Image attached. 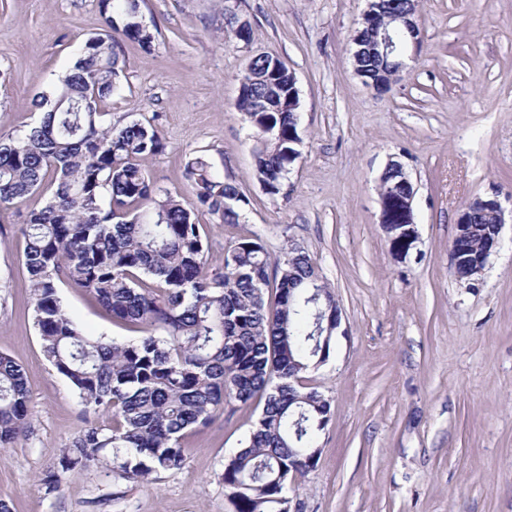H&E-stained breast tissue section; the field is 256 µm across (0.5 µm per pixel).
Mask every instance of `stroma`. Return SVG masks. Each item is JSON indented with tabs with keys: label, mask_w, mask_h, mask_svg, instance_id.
<instances>
[{
	"label": "stroma",
	"mask_w": 512,
	"mask_h": 512,
	"mask_svg": "<svg viewBox=\"0 0 512 512\" xmlns=\"http://www.w3.org/2000/svg\"><path fill=\"white\" fill-rule=\"evenodd\" d=\"M367 0H142L150 46L121 39L123 70L105 122H151L167 148L144 159L158 185L188 192L203 155L247 198L241 224L203 216L211 264L257 236L311 255L342 309L329 360L309 379L331 401L315 468L288 485L298 512H512V221L478 281L455 280L449 249L462 209L498 195L512 211V0H419L418 44L389 88L353 69ZM251 31L239 40L238 26ZM103 28L99 0H0V132L35 122L36 101ZM269 52L297 80L301 156L280 195L255 177L254 134L236 107L250 56ZM404 165L418 239L392 250L380 177ZM34 196L0 209V353L26 372L27 426L0 448V499L12 512H233L220 475L260 415L216 412L187 437L184 466L133 481L88 463L59 491L44 478L60 451L112 416L85 409L46 361L21 265ZM88 335L129 341L81 288H60Z\"/></svg>",
	"instance_id": "stroma-1"
}]
</instances>
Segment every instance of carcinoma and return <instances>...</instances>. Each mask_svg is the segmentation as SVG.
<instances>
[{
  "instance_id": "carcinoma-1",
  "label": "carcinoma",
  "mask_w": 512,
  "mask_h": 512,
  "mask_svg": "<svg viewBox=\"0 0 512 512\" xmlns=\"http://www.w3.org/2000/svg\"><path fill=\"white\" fill-rule=\"evenodd\" d=\"M102 32L88 38L72 71L38 103L34 125L0 133V208L38 195L44 205L21 225L22 264L33 295L32 320L44 356L81 403L112 412V425L92 426L63 448L60 469L43 482L60 489L66 474L109 459L133 480L179 470L187 433L237 402L263 403L245 446L221 474L234 512H288V465L313 447L331 416L314 387L302 393L288 377L330 358L326 314L338 301L305 250L271 255L259 238L224 247L219 266L199 216L239 224L247 199L218 178L202 155L187 162L190 197L157 185L141 165L166 144L150 124L107 125L101 104L120 77L121 34L142 45L153 35L139 21V0H100ZM413 7L383 0L377 20ZM241 85L237 107L254 130L256 178L277 195L296 161L297 109L287 65ZM494 217L474 212L457 244L478 261L493 236ZM68 281L117 321L143 329L135 342L85 335L59 295ZM30 389L21 365L0 353V447L26 428Z\"/></svg>"
}]
</instances>
